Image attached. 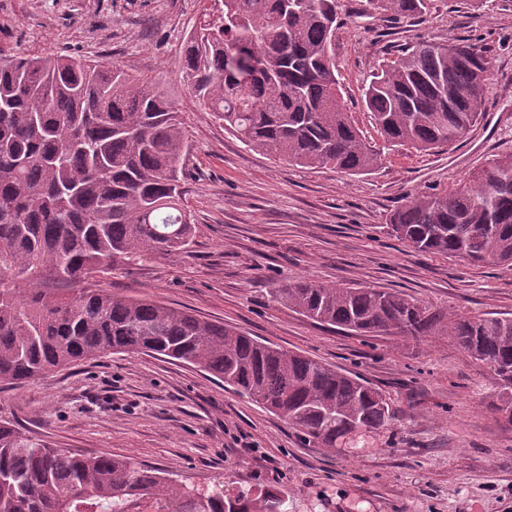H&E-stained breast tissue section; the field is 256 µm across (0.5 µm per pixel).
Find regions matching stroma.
<instances>
[{
    "label": "stroma",
    "instance_id": "1",
    "mask_svg": "<svg viewBox=\"0 0 512 512\" xmlns=\"http://www.w3.org/2000/svg\"><path fill=\"white\" fill-rule=\"evenodd\" d=\"M222 0H0V56L109 61L174 91L189 152L182 173L194 233L185 249L119 263L94 283L219 321L382 389L399 419L353 448L304 446L279 417L198 369L106 355L0 388V422L73 452L122 455L195 488L279 490L293 512H512V424L489 406V373L444 336H354L271 301L301 278L400 290L443 311L512 318V270L422 255L386 232L390 213L445 192L512 153V0H432L386 19L339 0L334 38L343 102L380 150L370 173L299 167L246 148L178 78L182 47ZM421 39L492 48L483 120L456 147L385 145L361 90Z\"/></svg>",
    "mask_w": 512,
    "mask_h": 512
}]
</instances>
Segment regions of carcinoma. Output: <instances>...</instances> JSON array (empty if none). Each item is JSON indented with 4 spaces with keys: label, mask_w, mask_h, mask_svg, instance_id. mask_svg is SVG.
<instances>
[{
    "label": "carcinoma",
    "mask_w": 512,
    "mask_h": 512,
    "mask_svg": "<svg viewBox=\"0 0 512 512\" xmlns=\"http://www.w3.org/2000/svg\"><path fill=\"white\" fill-rule=\"evenodd\" d=\"M431 0H368L420 18ZM336 0H224L221 25L186 38L179 75L246 147L301 167L366 174L380 160L341 98L332 52ZM491 50L480 40L418 41L383 64L364 104L388 142L453 147L485 111ZM187 144L163 77L137 78L73 56L0 58V382L23 384L107 354L199 368L292 425L316 448L396 411L361 378L222 322L86 285L97 272L185 248L180 174ZM388 233L425 254L512 269V154L445 194L393 211ZM45 278L85 283L48 297ZM24 283L28 289L17 291ZM273 301L358 336H446L491 373V406L512 413V318L443 313L399 291L307 280ZM275 512V489L199 497L128 457L74 453L0 423V512Z\"/></svg>",
    "instance_id": "1"
}]
</instances>
